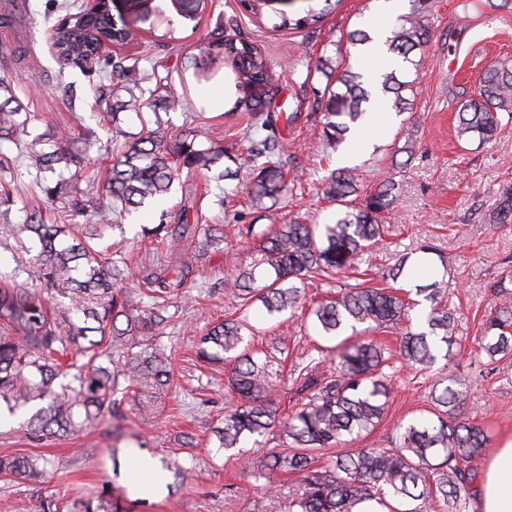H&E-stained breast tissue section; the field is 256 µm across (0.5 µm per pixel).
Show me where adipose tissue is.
I'll return each mask as SVG.
<instances>
[{
    "mask_svg": "<svg viewBox=\"0 0 512 512\" xmlns=\"http://www.w3.org/2000/svg\"><path fill=\"white\" fill-rule=\"evenodd\" d=\"M122 476L142 499L153 498L164 488L156 460L136 450L128 455ZM475 512H512V437L496 448L479 478Z\"/></svg>",
    "mask_w": 512,
    "mask_h": 512,
    "instance_id": "ef3b65f1",
    "label": "adipose tissue"
}]
</instances>
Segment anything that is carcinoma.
<instances>
[{"label":"carcinoma","mask_w":512,"mask_h":512,"mask_svg":"<svg viewBox=\"0 0 512 512\" xmlns=\"http://www.w3.org/2000/svg\"><path fill=\"white\" fill-rule=\"evenodd\" d=\"M68 21L55 24L53 53L60 63H73L96 75L108 73L112 112L140 113L159 109L175 111L183 102L171 91V76L154 75L155 88L143 87L137 65L115 61L111 47L126 38L125 22H117L112 9L89 12L84 5H66ZM322 12L307 11L292 19L283 14L278 27L301 29L319 23ZM430 26L422 8L415 6L402 16L389 37V49L413 65V56L429 42ZM209 56L224 55L235 67L238 97L234 108L250 112L258 134L273 126L265 112L278 77L268 54L257 44L224 35L217 29L201 45ZM317 70L334 80L336 88L323 95L322 144L336 149L366 114L370 102L361 74L336 73L330 59L318 60ZM414 81L396 71L378 75L379 89L390 95L398 114L409 110L406 91ZM512 116V59L495 61L484 73L479 97L458 108L457 138L464 142L490 141L501 125L500 114ZM16 97L12 80L0 77V142L13 141L31 122ZM202 131L189 127L177 134L143 126L142 133L112 151L105 182L81 181L85 153L73 136L53 134L45 138L49 149L28 152L29 167L37 173L66 170L67 179L44 187L50 195L68 194L78 212L106 210L120 217L171 194L183 171L209 170L221 158L235 157L220 145L204 146ZM285 144L276 135L251 140L244 165L248 167L246 194L252 209L267 210L285 192ZM363 183L355 167L328 171L321 180L323 195L336 204L331 224L299 221L279 228L260 229L240 224L237 233L262 242V259L235 269L231 283L236 298L260 301L271 315L301 304L307 279L329 277L341 271H359L372 252L386 246L381 214L389 207L394 183L386 179L374 192L361 196ZM491 224L512 223V185L505 187L488 214ZM38 253L14 271L24 278L22 288H0V399L15 407H41L23 428L24 437L41 440L56 434H73L97 420L112 406L118 377L129 382L164 387L169 371L162 362L128 360L118 370L112 349L124 348L138 336L145 337L163 322L162 306L147 315H136L128 295L114 290L112 279L128 272L125 258L101 261V251L90 243L94 234L82 224H46L38 210L16 225ZM435 255L443 274L431 292L418 301L402 288H372L366 272L344 282L336 295L311 304L306 319L316 335L337 340L326 349L315 348L291 369L292 383H300L294 408L280 413L279 401L268 380L265 364L244 348V324L227 319L206 329L199 354L231 364L229 385L237 397L224 411L217 431L221 447L236 448L244 440L260 443L264 437L280 438L287 447L268 453L263 467L285 471L296 478V493L289 512H358V506L374 500L388 512H424L431 498L442 500L448 512H460L470 494L487 448L485 431L464 418L467 391L453 373L432 385L433 420L414 419L396 427L390 448H345L371 432L385 414L390 396L389 357L375 337L389 331L398 336V357L414 374L432 371L439 359H448L456 343L458 310L448 298V263L435 247L419 248ZM185 266H159L148 278L153 293L162 300L176 299L184 284ZM493 306L481 324L477 338L480 354L489 364L512 358V272L489 283ZM99 333L92 340L88 333ZM330 355L333 371L325 375L321 354ZM336 449L324 464L318 452ZM0 473L29 479L36 463L26 456H0Z\"/></svg>","instance_id":"1"}]
</instances>
